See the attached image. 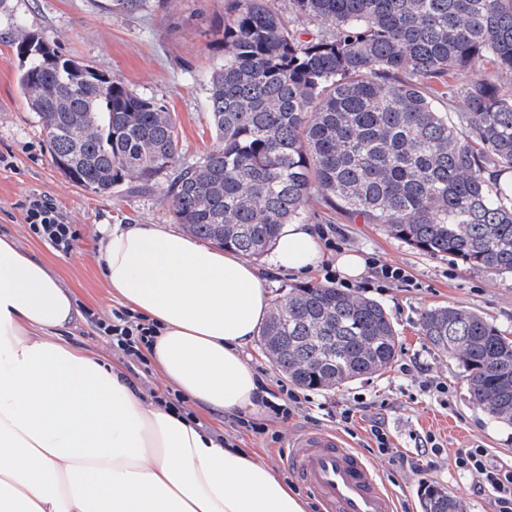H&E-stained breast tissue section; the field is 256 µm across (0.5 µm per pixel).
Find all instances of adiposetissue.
Listing matches in <instances>:
<instances>
[{
    "instance_id": "1",
    "label": "adipose tissue",
    "mask_w": 512,
    "mask_h": 512,
    "mask_svg": "<svg viewBox=\"0 0 512 512\" xmlns=\"http://www.w3.org/2000/svg\"><path fill=\"white\" fill-rule=\"evenodd\" d=\"M109 288L161 332L150 354L186 398L256 409L244 346L270 310L246 260L154 224L100 230ZM309 224H286L274 265L304 275L322 255ZM75 302L52 271L0 237V512H307L246 448L134 394L120 371L63 342Z\"/></svg>"
}]
</instances>
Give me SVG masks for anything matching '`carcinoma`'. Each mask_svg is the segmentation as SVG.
<instances>
[{
	"mask_svg": "<svg viewBox=\"0 0 512 512\" xmlns=\"http://www.w3.org/2000/svg\"><path fill=\"white\" fill-rule=\"evenodd\" d=\"M126 14L167 0H113ZM227 0L208 31L219 57L204 84L215 146L180 159L171 113L21 25L18 85L53 164L100 196L165 184L177 223L258 258L284 224H304L315 196L395 239L472 270L512 274V94L475 77L428 83L487 63L512 80V0ZM328 23L326 29L309 24ZM419 331L458 359L470 399L512 426V337L475 311L426 310ZM270 361L299 387L335 390L382 374L398 335L376 300L297 286L261 329ZM422 512H464L435 485Z\"/></svg>",
	"mask_w": 512,
	"mask_h": 512,
	"instance_id": "obj_1",
	"label": "carcinoma"
}]
</instances>
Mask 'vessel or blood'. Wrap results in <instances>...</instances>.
<instances>
[{
    "label": "vessel or blood",
    "instance_id": "1",
    "mask_svg": "<svg viewBox=\"0 0 512 512\" xmlns=\"http://www.w3.org/2000/svg\"><path fill=\"white\" fill-rule=\"evenodd\" d=\"M288 465L317 498L322 512H397L394 495L371 462L336 433L296 436Z\"/></svg>",
    "mask_w": 512,
    "mask_h": 512
}]
</instances>
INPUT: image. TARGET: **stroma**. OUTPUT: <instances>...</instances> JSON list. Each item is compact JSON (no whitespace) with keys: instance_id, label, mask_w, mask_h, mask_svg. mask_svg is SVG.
Masks as SVG:
<instances>
[{"instance_id":"obj_1","label":"stroma","mask_w":512,"mask_h":512,"mask_svg":"<svg viewBox=\"0 0 512 512\" xmlns=\"http://www.w3.org/2000/svg\"><path fill=\"white\" fill-rule=\"evenodd\" d=\"M225 0H169L166 11L153 15L116 14L109 0H8L0 13V236L12 237L23 249L48 262L70 289L77 308L110 316L121 299L108 287L102 273L99 234L102 224H159L175 228L166 186L142 194L121 189L101 197L75 185L52 163L46 133L34 112L23 104L18 86L19 61L10 45L11 29L19 24L56 40L70 55L121 79L129 88L157 98L172 113L178 130V148L185 160H194L214 143L207 118L202 84L216 57L208 47L207 31L225 15ZM49 195L76 229L79 238L70 253L55 251L32 236L23 205L28 195ZM314 226L335 225L341 249L403 268L408 278L379 288L355 282L359 294L381 302L398 332L394 361L380 375L335 390H314L312 419L293 417L269 421L264 409L250 419L267 423V434L243 435L236 444L253 449L288 482H295L285 463L290 441L312 430L339 433L351 448L370 460L403 512H420L422 484L445 488L464 504L466 512H493L489 495L474 491L455 468L457 449L480 445L498 464L512 466V427L491 420L470 399L462 367L453 357L435 349L419 332L423 312L438 305L472 309L512 333V275L466 269L447 255H430L390 237L379 224L354 221L321 202L309 209ZM268 277L272 300L287 297L290 288L324 283V270L315 268L301 278L273 271V256L256 259ZM73 346L106 356L118 367L140 398L150 392L166 395L169 382L157 368H145L112 350L83 316H75L63 334ZM416 360L427 366L429 379L447 385V393H425L400 372L403 363ZM379 401L377 412H365L353 423L339 421L337 412L354 398ZM381 417L394 446L393 457L379 454L371 440L370 425ZM436 435L444 452L435 468L416 471L405 464L419 438Z\"/></svg>"}]
</instances>
